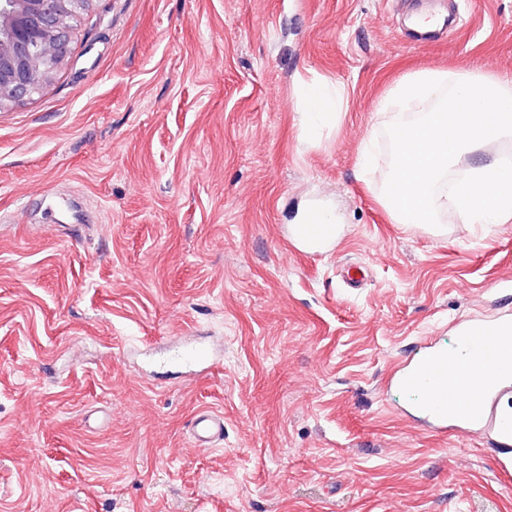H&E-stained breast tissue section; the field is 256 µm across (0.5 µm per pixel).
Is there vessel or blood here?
Returning a JSON list of instances; mask_svg holds the SVG:
<instances>
[{"mask_svg": "<svg viewBox=\"0 0 512 512\" xmlns=\"http://www.w3.org/2000/svg\"><path fill=\"white\" fill-rule=\"evenodd\" d=\"M512 316L502 314L466 325L456 345L429 347L414 366L392 379L397 387L416 393L424 410L439 413L440 423L489 436L512 446V420L497 404L512 394V338L502 337ZM198 447L211 448L224 439V417L202 409L190 420Z\"/></svg>", "mask_w": 512, "mask_h": 512, "instance_id": "1", "label": "vessel or blood"}]
</instances>
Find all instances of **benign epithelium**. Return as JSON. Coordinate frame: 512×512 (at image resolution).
<instances>
[{"mask_svg":"<svg viewBox=\"0 0 512 512\" xmlns=\"http://www.w3.org/2000/svg\"><path fill=\"white\" fill-rule=\"evenodd\" d=\"M92 0H0V109L47 84L68 54L71 21Z\"/></svg>","mask_w":512,"mask_h":512,"instance_id":"obj_1","label":"benign epithelium"}]
</instances>
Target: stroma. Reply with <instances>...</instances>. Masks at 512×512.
<instances>
[{"label": "stroma", "instance_id": "1", "mask_svg": "<svg viewBox=\"0 0 512 512\" xmlns=\"http://www.w3.org/2000/svg\"><path fill=\"white\" fill-rule=\"evenodd\" d=\"M93 0L0 109V512H512L495 446L391 385L512 312V221L383 203L422 69L512 78V0ZM338 93L307 124L304 95ZM336 216L324 250L291 234ZM365 266L363 284L342 269ZM204 347L216 367L172 360ZM224 439L194 447L197 410ZM311 211H315L319 215V228L322 232V239L317 242H310L305 239V230H306V224H304L305 219L309 215ZM305 217V218H304ZM303 224H298L299 228L297 229L296 233V239L302 247H312V244L318 243L319 246H324L330 244L333 240L336 238V225H335V216L331 211L328 210H309L307 211L303 216ZM302 219V220H303Z\"/></svg>", "mask_w": 512, "mask_h": 512}]
</instances>
